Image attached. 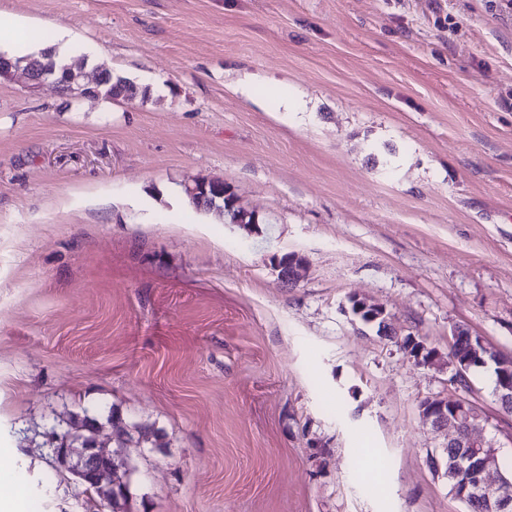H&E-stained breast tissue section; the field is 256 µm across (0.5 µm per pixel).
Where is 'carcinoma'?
<instances>
[{
    "label": "carcinoma",
    "instance_id": "cac0c4a2",
    "mask_svg": "<svg viewBox=\"0 0 512 512\" xmlns=\"http://www.w3.org/2000/svg\"><path fill=\"white\" fill-rule=\"evenodd\" d=\"M98 89L102 97L112 100L133 92L134 85L108 71L100 76ZM193 207L222 222L234 223L236 209L229 208L227 204L212 208L195 203ZM54 428L61 448L112 449V480L89 487V492L97 497L103 512H127L132 472L128 449L140 448L148 443L155 444V430L137 425L130 430L114 412L103 419L86 409L80 412L67 411L57 416Z\"/></svg>",
    "mask_w": 512,
    "mask_h": 512
}]
</instances>
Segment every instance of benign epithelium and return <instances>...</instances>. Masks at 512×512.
<instances>
[{"label": "benign epithelium", "instance_id": "1", "mask_svg": "<svg viewBox=\"0 0 512 512\" xmlns=\"http://www.w3.org/2000/svg\"><path fill=\"white\" fill-rule=\"evenodd\" d=\"M27 76L31 88L35 91H51L61 81L54 68L38 63H16L13 60L0 57V79H9L17 72ZM224 182L208 178H196L183 184V192L191 201H215L225 197ZM273 267L277 271L278 283L283 287L297 286L307 274L305 258L301 255L288 253L273 259ZM356 302L353 314L366 323L378 322L381 329L388 325L386 312L383 308L366 302L361 298ZM401 346L407 355L417 364L433 366L438 361V353L424 341L415 337L401 340ZM453 353L448 356V370L452 380L449 384L458 386L456 379L465 375V371L475 362L485 361L488 355L487 346L480 339L466 331L453 330L449 342ZM499 379L497 386L498 401L503 408L512 406V358L498 364ZM421 413L438 432L448 434L446 448H465L468 450L471 464L470 476L463 484L461 497L465 500L482 499L495 501L498 507H503L501 498L502 481L492 483L488 480L490 471L497 468L498 450L495 443L485 436L482 424L471 402L461 396L429 398L421 402ZM112 466V460L97 448H87L84 451L80 468V479L84 483L103 480Z\"/></svg>", "mask_w": 512, "mask_h": 512}]
</instances>
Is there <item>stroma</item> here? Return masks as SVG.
<instances>
[{"mask_svg": "<svg viewBox=\"0 0 512 512\" xmlns=\"http://www.w3.org/2000/svg\"><path fill=\"white\" fill-rule=\"evenodd\" d=\"M114 101L0 81V479L18 512H94L59 413L118 410L129 512H467L445 435L455 327L512 356V9L505 0H0ZM223 179L251 227L192 208ZM302 255L281 287L272 256ZM385 307L397 340L354 317ZM493 365L463 396L512 473ZM50 493L36 498L40 480ZM79 81L80 76L73 74L72 82H75L79 87L77 97H98L100 92L102 97L112 100L126 96L128 93L132 94L134 90V85L129 80L120 76L114 77L109 71H106V73L100 76L99 82L101 83L95 84L98 85L99 92L95 87L89 89L94 83H86V86H84ZM401 346L407 355L417 364L422 366H434L438 361V353L431 347L415 337H411L407 342L404 338L400 341Z\"/></svg>", "mask_w": 512, "mask_h": 512, "instance_id": "35a3bbf8", "label": "stroma"}]
</instances>
